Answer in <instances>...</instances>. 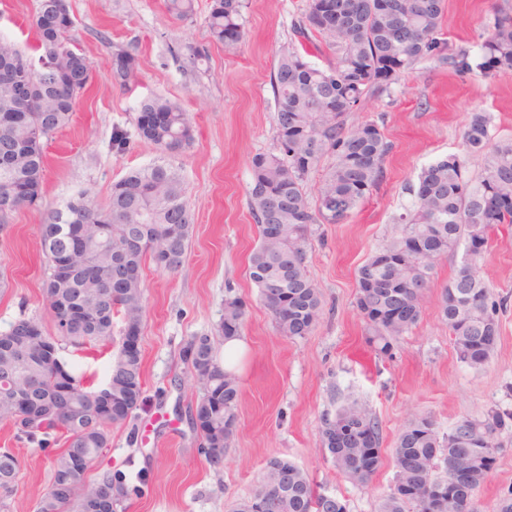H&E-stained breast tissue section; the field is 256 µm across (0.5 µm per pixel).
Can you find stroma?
Segmentation results:
<instances>
[{
	"label": "stroma",
	"instance_id": "1",
	"mask_svg": "<svg viewBox=\"0 0 512 512\" xmlns=\"http://www.w3.org/2000/svg\"><path fill=\"white\" fill-rule=\"evenodd\" d=\"M444 37L449 46L475 48L493 14L512 12V0H447ZM73 35L92 63V79L79 97L71 124L45 142L43 196L0 228V330L22 317L55 325L42 284L47 259L39 226L50 210L89 192L108 202L114 182L151 165L160 152L134 137L141 101L162 95L194 117L192 144L170 157L193 213L194 226L183 268L168 273L146 263V312L139 339L144 402L127 422L112 426L110 441L89 479L122 472L127 491H113L115 512H230L258 485L266 461L284 458L302 469L314 489L346 501L349 512H377L395 483L393 453L398 433L414 414L431 417L447 432L463 417L479 418L496 407L512 411V227L492 231L482 275L498 303L499 338L478 372L460 363L439 308V294L461 262V251L443 255L426 292L420 319L392 357L367 346V325L355 306L357 271L398 232L410 208L412 186L426 167L448 154L461 155L470 177L477 159L466 155L462 132L472 113L490 115L493 138L512 137V71L462 76L423 60L398 81L351 113L349 124L376 121L392 150L383 178L340 224H317L307 245L306 268L322 303L313 331L302 338L279 333L274 317L248 275L257 227L248 207L250 160L274 146L275 97L271 83L280 51L293 40L292 26L306 0H244V39L225 53L209 38L210 0H196L187 20L171 17L164 0H68ZM38 0H0V32L21 47L34 43L30 19ZM136 46L139 71L129 87L112 83L120 47ZM207 51L192 61L190 47ZM131 133L124 153L112 149L115 132ZM245 309L234 365L241 394L238 426L224 460L207 462L191 414L199 396L182 358L193 334H209L224 352L219 324L226 297ZM122 342L91 349L64 347L62 358L76 374L103 381ZM365 405L381 428L382 461L370 483L357 485L337 472L320 447L324 417L350 402ZM137 431L129 443V431ZM495 465L477 496L492 512L512 490V429L500 436ZM57 442L41 448L17 439L0 423V451L20 462L6 512H36L51 478Z\"/></svg>",
	"mask_w": 512,
	"mask_h": 512
}]
</instances>
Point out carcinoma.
Returning a JSON list of instances; mask_svg holds the SVG:
<instances>
[{
    "label": "carcinoma",
    "instance_id": "1",
    "mask_svg": "<svg viewBox=\"0 0 512 512\" xmlns=\"http://www.w3.org/2000/svg\"><path fill=\"white\" fill-rule=\"evenodd\" d=\"M55 0H39L31 19L36 45L26 54L0 35V71L14 69L31 85L25 113L17 112L10 83L0 76V194L16 189L14 210L42 197L46 164L43 140L66 127L77 99L86 90L91 63L76 47L73 20L55 21ZM179 20L194 14V0H165ZM242 0H212L207 19L211 41L227 52L238 49L243 36ZM446 0H306L293 25L298 45L276 61L272 87L276 101L275 151L251 159L248 206L258 227V245L249 259V278L270 309L279 332L302 338L314 329L321 311L318 289L306 271V245L313 224L345 221L381 181L391 145L373 121L346 124L348 114L361 109L372 94L388 89L419 61L432 59L455 73L474 69L486 74L512 71V13L498 11L481 36L478 56L467 49L452 50L441 38ZM322 39L334 62L318 67L308 61L305 43ZM121 66L112 82L126 87L137 76L138 56L130 46L118 50ZM136 136L165 156L182 152L193 140L192 116L179 103L155 96L140 103ZM490 118L471 115L463 131L465 150L480 161L481 174L466 176L463 161L449 154L425 168L412 207L399 217V232L357 273L355 305L366 320V342L379 356L391 357L394 343L417 324L425 292L438 259L466 242L456 275L440 294L442 318L448 325L458 360L481 369L494 351L499 323L497 305L481 275L489 233L512 224V138L491 140ZM331 159L327 166L324 159ZM318 175L315 206L305 184ZM335 203L332 209L329 203ZM57 224L75 225L74 238H54ZM193 218L183 183L166 163L129 171L112 184L108 203L97 206L82 192L47 213L41 224L42 247L48 258L44 295L50 315L67 309L82 311V320L69 325L59 340L75 348L112 341L113 319L137 333L143 322L142 280L147 260L168 272L184 264ZM288 288L283 307L270 282ZM236 297L224 300L219 332L224 340L240 336L243 316ZM41 325L23 317L0 331V382L13 394L0 396V420L15 422L24 411L40 418L35 430L17 428L18 437L40 445L51 433L64 435L65 448L52 460V477L40 495L37 512H109L106 493L123 480L107 472L96 481L77 479L78 461L93 464L108 446L110 430L126 422L144 402L140 351L121 345L112 358L105 384L125 404L127 412L104 421L98 402L100 386L67 369L59 382L41 356V342L29 344L28 357L14 356L23 329ZM188 367L199 389L195 406L202 419V448L219 465L232 436L225 424L237 419L239 381L214 354L211 337L195 334L184 346ZM512 426V411L489 409L481 418H461L448 433L421 415L400 430L394 448L396 485L384 496L378 512H430L427 488L446 484L453 473L473 472L463 492L468 512H480L476 492L488 476L499 435ZM338 428L352 431L332 446L326 436ZM322 448L337 470L350 481L366 485L380 463V429L364 405L351 402L323 421ZM281 468L283 495L276 512H319L324 495L294 463L271 458L253 494L276 480ZM18 460L0 452V489L7 490L18 473Z\"/></svg>",
    "mask_w": 512,
    "mask_h": 512
}]
</instances>
